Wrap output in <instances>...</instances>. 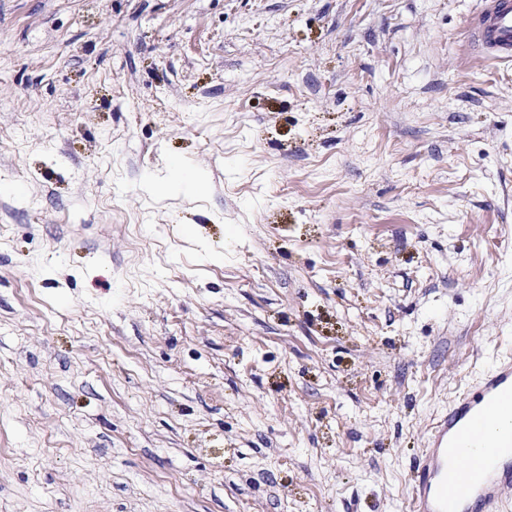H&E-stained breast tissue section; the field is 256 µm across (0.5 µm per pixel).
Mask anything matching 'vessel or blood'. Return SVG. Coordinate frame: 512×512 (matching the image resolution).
I'll list each match as a JSON object with an SVG mask.
<instances>
[{"label":"vessel or blood","mask_w":512,"mask_h":512,"mask_svg":"<svg viewBox=\"0 0 512 512\" xmlns=\"http://www.w3.org/2000/svg\"><path fill=\"white\" fill-rule=\"evenodd\" d=\"M474 38L492 57H512V0H482ZM512 448V358H504L473 393L439 418L413 466L414 512H498L512 494V462L489 463ZM453 456L470 459L473 476L456 479Z\"/></svg>","instance_id":"b4317fda"}]
</instances>
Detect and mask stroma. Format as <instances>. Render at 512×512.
Returning <instances> with one entry per match:
<instances>
[{
    "mask_svg": "<svg viewBox=\"0 0 512 512\" xmlns=\"http://www.w3.org/2000/svg\"><path fill=\"white\" fill-rule=\"evenodd\" d=\"M479 0H0V512H411L512 357Z\"/></svg>",
    "mask_w": 512,
    "mask_h": 512,
    "instance_id": "35a3bbf8",
    "label": "stroma"
}]
</instances>
